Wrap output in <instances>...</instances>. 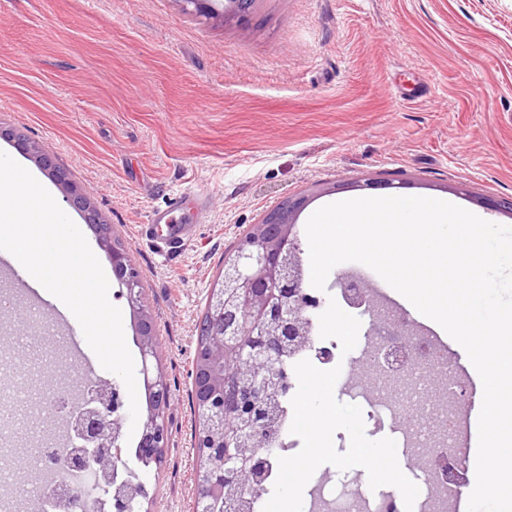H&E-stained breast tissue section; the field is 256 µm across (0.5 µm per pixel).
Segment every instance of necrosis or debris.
I'll list each match as a JSON object with an SVG mask.
<instances>
[{"label": "necrosis or debris", "mask_w": 512, "mask_h": 512, "mask_svg": "<svg viewBox=\"0 0 512 512\" xmlns=\"http://www.w3.org/2000/svg\"><path fill=\"white\" fill-rule=\"evenodd\" d=\"M355 368L345 369L344 383L355 388L359 370L378 376L388 392L383 406L403 424L402 436L412 448L430 444L424 460L425 493L423 512H448L447 451L461 448L469 439L470 424L464 417V392L469 377L457 371L456 363L436 334L427 327L404 336H375L357 358ZM438 383L437 393H429L427 379ZM307 512H398L393 497L371 500L364 494L348 496L337 505L333 495L315 490Z\"/></svg>", "instance_id": "obj_1"}]
</instances>
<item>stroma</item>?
<instances>
[{"instance_id": "35a3bbf8", "label": "stroma", "mask_w": 512, "mask_h": 512, "mask_svg": "<svg viewBox=\"0 0 512 512\" xmlns=\"http://www.w3.org/2000/svg\"><path fill=\"white\" fill-rule=\"evenodd\" d=\"M0 151L64 193L21 151L22 134L48 152L137 267L174 399L171 442L145 480V512H188L195 460L191 380L198 327L224 254L287 198L305 194L304 231L318 208L351 197L407 193L444 200L512 226L483 199L512 197V0H253L242 18L183 11L179 0H0ZM208 197L177 249L146 232L154 209L185 189ZM12 351L39 379L66 370L79 386L52 311L20 318L6 295ZM303 396L331 418L329 447L280 512H304L325 480L337 501L370 481L347 464L355 444L382 451L389 414L337 375ZM420 454L399 459L378 493L418 495Z\"/></svg>"}]
</instances>
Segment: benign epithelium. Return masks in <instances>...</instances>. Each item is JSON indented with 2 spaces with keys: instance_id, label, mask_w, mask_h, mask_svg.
<instances>
[{
  "instance_id": "obj_1",
  "label": "benign epithelium",
  "mask_w": 512,
  "mask_h": 512,
  "mask_svg": "<svg viewBox=\"0 0 512 512\" xmlns=\"http://www.w3.org/2000/svg\"><path fill=\"white\" fill-rule=\"evenodd\" d=\"M13 137L23 151L50 169L66 188L67 200L85 213L87 223H101L87 197L70 185L63 171L52 167L44 149L19 134ZM307 202L308 196L299 195L266 213L242 243L224 255L223 271L209 290L206 337L196 344L190 371L196 459L191 512H224L230 496L243 485L261 483L270 464L251 453L275 442L270 386L278 383L280 396L294 389L282 371L283 359L312 341L315 311L324 304L305 286L296 243V217ZM99 236L128 302L140 310L137 341L142 374L156 371L136 458L157 461L169 445L165 413L172 399L160 366V342L154 320L142 304L139 272L118 243L102 231ZM410 325L416 322L403 313L389 325L372 322L371 331L375 335L389 330L397 336ZM90 393V399L62 414L69 444L47 453L41 463L64 475L75 468L91 469L100 496L91 498L80 487H64L52 494L43 512H139L144 484L121 453L123 398L116 383L104 380L91 386ZM458 456V449H448L452 485L464 482Z\"/></svg>"
}]
</instances>
